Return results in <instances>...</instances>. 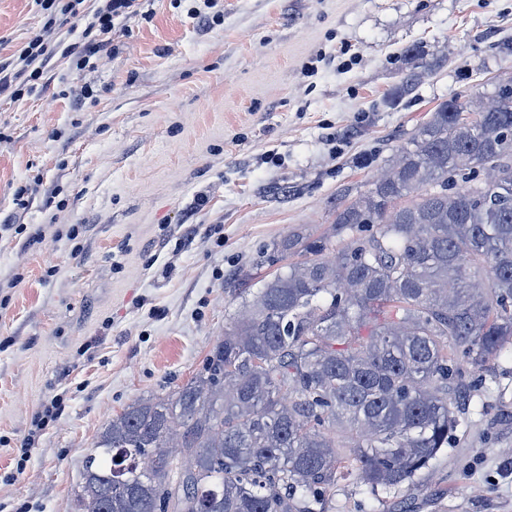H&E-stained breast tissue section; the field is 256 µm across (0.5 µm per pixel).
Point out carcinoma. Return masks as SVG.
<instances>
[{"label": "carcinoma", "instance_id": "cac0c4a2", "mask_svg": "<svg viewBox=\"0 0 512 512\" xmlns=\"http://www.w3.org/2000/svg\"><path fill=\"white\" fill-rule=\"evenodd\" d=\"M473 105L438 104L331 233L273 244L304 260L252 296L241 279L202 370L112 418L77 512H326L340 480L413 484L459 425L455 353L480 372L512 352V82Z\"/></svg>", "mask_w": 512, "mask_h": 512}]
</instances>
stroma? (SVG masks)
Instances as JSON below:
<instances>
[{"mask_svg":"<svg viewBox=\"0 0 512 512\" xmlns=\"http://www.w3.org/2000/svg\"><path fill=\"white\" fill-rule=\"evenodd\" d=\"M47 20L0 0V61ZM511 42L512 0H138L106 50L1 93L0 512H76L98 435L202 368L240 274L260 288L272 242L326 233L436 105L491 94ZM460 370L461 421L415 487L352 478L327 512H512V356ZM57 399L51 401L50 406H47L41 414H38L32 425L35 427L31 432L28 433V436L24 439L21 447L22 456H27L29 449L33 447L35 443V438L38 433H40L49 423V421H54L61 415V409L58 408Z\"/></svg>","mask_w":512,"mask_h":512,"instance_id":"stroma-1","label":"stroma"}]
</instances>
